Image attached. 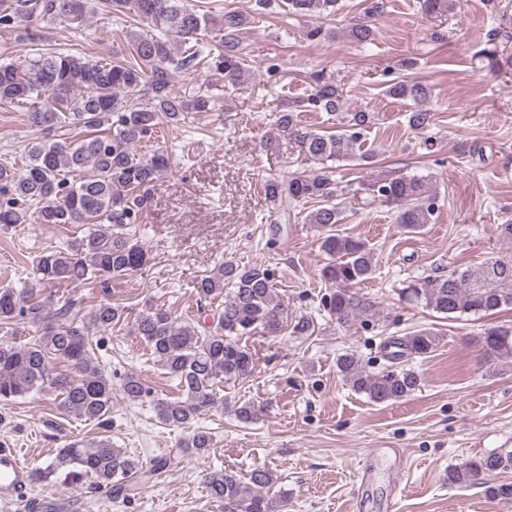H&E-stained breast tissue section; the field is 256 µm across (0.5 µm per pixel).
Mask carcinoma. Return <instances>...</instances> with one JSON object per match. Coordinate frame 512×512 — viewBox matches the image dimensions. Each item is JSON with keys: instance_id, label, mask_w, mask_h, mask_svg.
I'll return each mask as SVG.
<instances>
[{"instance_id": "carcinoma-1", "label": "carcinoma", "mask_w": 512, "mask_h": 512, "mask_svg": "<svg viewBox=\"0 0 512 512\" xmlns=\"http://www.w3.org/2000/svg\"><path fill=\"white\" fill-rule=\"evenodd\" d=\"M258 2L262 9L274 3L287 16L319 21L305 31L311 42L329 36L321 21L341 8L340 0ZM94 9L121 24L115 35L124 37V47L108 57L82 58L43 48V39L30 32L29 24L37 21L82 27L88 0H0V29L11 32L22 26L35 46L23 65L6 58L0 62V112H22L27 127L43 133L28 147L23 167L0 164V229L32 219L82 230L64 247L37 257L34 280L43 288L94 279L109 289L147 267L150 255L137 232L152 191L172 160L168 148L159 144L160 135L166 126L179 127L190 112L212 110L216 101L209 87L191 100L176 95L175 74L206 69L234 85L245 72L236 35L245 18L238 12L229 10L217 19L190 0H95ZM346 37L362 45L374 40V30L368 21L358 20ZM312 80L311 93L295 109L281 113L269 134H288L308 168L286 181L267 180L265 193L285 218L299 207L313 206L305 221L322 232L321 248L329 257L323 277L336 285L326 307L338 323L348 324L377 314L375 303L354 291L372 278L374 265L367 242L339 233L344 210L338 199L347 192L333 178L335 164L359 160L369 173L350 190L357 205L363 209L380 201L395 208L396 223L409 233L433 223L439 204L424 180L394 175L377 166L373 154L356 153L372 123L371 113H350L344 128L334 133L300 123L301 112L343 109L333 81L321 71ZM386 93L417 105L406 115L411 128L423 132L434 126L435 113L423 107L430 96L426 84L394 79ZM195 288L206 299H224L214 336L200 335L194 323L177 321L163 307L151 306L130 319L109 300L95 308L93 323L102 330L128 325L146 343L157 365L178 381L181 395L156 393L139 374L129 372L119 385L122 398L149 403L166 426L193 429L179 447L204 453L213 446V436L192 428L193 421L218 404L220 382L250 376L254 354L244 338L276 332L284 308L273 271L261 263L223 261ZM398 295L443 319L512 308V260H490L476 272L421 276ZM53 305L52 296L41 298L32 288L22 293L0 288V402L32 392L54 393L62 415L95 423L99 435L69 441L36 478L45 481L60 471L87 476L110 487L113 498L127 499L169 460L146 467L113 445L112 380L94 357L82 320L55 313L54 323H44L45 311ZM21 324L36 327V336L26 343L15 342ZM439 342L437 332L420 329L390 341L386 357L393 365L407 356L427 357ZM484 348L491 357L512 359V325L486 329ZM59 362L64 368H58ZM336 367L354 391L376 404L400 401L421 383L417 372L402 367L368 373L352 353L340 355ZM511 468L512 451L489 454L448 471V484L484 485L487 476ZM272 484L268 468L254 469L246 477L226 468L207 480L209 496L223 512H274L264 493Z\"/></svg>"}]
</instances>
